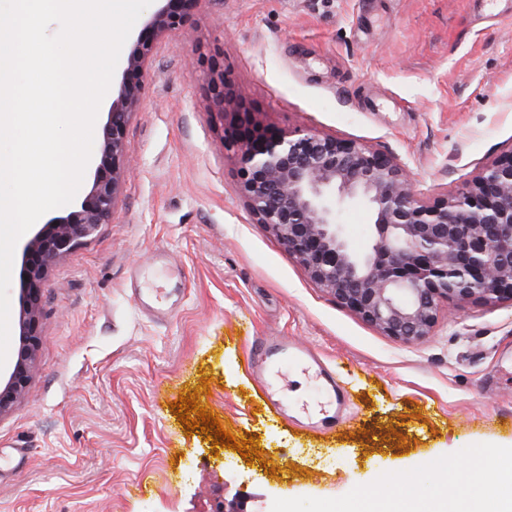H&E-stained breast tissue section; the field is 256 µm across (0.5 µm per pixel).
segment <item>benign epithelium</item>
<instances>
[{
    "instance_id": "obj_1",
    "label": "benign epithelium",
    "mask_w": 512,
    "mask_h": 512,
    "mask_svg": "<svg viewBox=\"0 0 512 512\" xmlns=\"http://www.w3.org/2000/svg\"><path fill=\"white\" fill-rule=\"evenodd\" d=\"M159 2L122 60L89 192L26 246L20 343L0 383V416L32 377L40 283L49 264L111 219L126 120L140 104L154 43L184 28L199 0ZM208 70L214 112L222 121L241 115L224 66L213 62ZM226 138L236 148L241 194L255 223L269 229L316 285L383 334L420 342L432 334L445 303L512 301V153L486 166L469 187L431 202L405 164L355 141L312 129L280 133L247 120L232 123ZM351 203L372 216L365 248L347 237L342 224Z\"/></svg>"
}]
</instances>
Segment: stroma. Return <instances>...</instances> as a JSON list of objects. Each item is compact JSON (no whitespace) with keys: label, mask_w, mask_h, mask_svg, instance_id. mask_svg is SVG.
Listing matches in <instances>:
<instances>
[{"label":"stroma","mask_w":512,"mask_h":512,"mask_svg":"<svg viewBox=\"0 0 512 512\" xmlns=\"http://www.w3.org/2000/svg\"><path fill=\"white\" fill-rule=\"evenodd\" d=\"M203 54L263 125L389 153L428 199L512 151V16L484 0H201L154 45L110 222L41 283L32 380L0 416V512H216L242 494L249 512H363L369 489L432 502L475 448L483 491L512 494V301L445 304L415 344L340 306L253 223ZM154 299L172 314L143 311ZM269 336L335 368L341 422L309 415L323 390L288 363L272 409L249 360ZM191 394L261 459L188 430L170 405Z\"/></svg>","instance_id":"1"}]
</instances>
